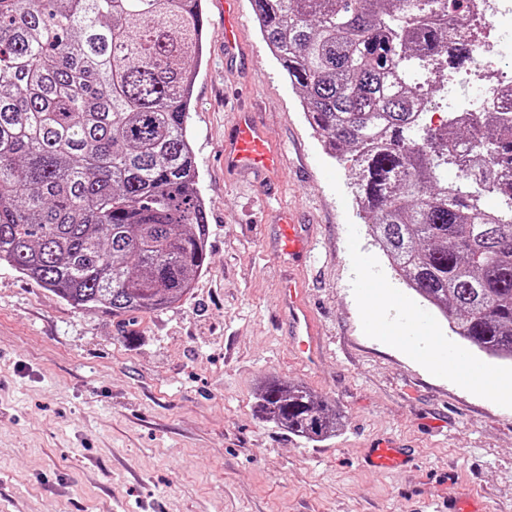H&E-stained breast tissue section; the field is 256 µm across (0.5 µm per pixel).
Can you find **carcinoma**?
<instances>
[{
    "label": "carcinoma",
    "mask_w": 512,
    "mask_h": 512,
    "mask_svg": "<svg viewBox=\"0 0 512 512\" xmlns=\"http://www.w3.org/2000/svg\"><path fill=\"white\" fill-rule=\"evenodd\" d=\"M263 41L301 91L312 130L350 164L351 194L406 288L452 335L512 359V133L471 141L432 128L416 74L457 68L474 44L406 16L458 0H254ZM201 0H0V264L76 309L117 317L180 302L208 259L188 120L191 62L206 41ZM498 193L488 210L480 194ZM257 413L310 441L339 418L298 383L271 379Z\"/></svg>",
    "instance_id": "1"
}]
</instances>
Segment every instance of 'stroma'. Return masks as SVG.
<instances>
[{"instance_id":"stroma-1","label":"stroma","mask_w":512,"mask_h":512,"mask_svg":"<svg viewBox=\"0 0 512 512\" xmlns=\"http://www.w3.org/2000/svg\"><path fill=\"white\" fill-rule=\"evenodd\" d=\"M241 56L224 58L218 8L195 64L189 132L208 209L209 264L171 308L135 323L74 309L0 265V512H512V398L479 393L363 325L358 264L413 309L365 234L350 167L308 125L243 5ZM250 110L282 148L270 178L224 169V135ZM292 212L308 252L279 249ZM295 281L320 327L292 350L281 292ZM308 386L341 416L309 441L256 411L261 385ZM393 440L417 463L387 476L364 454Z\"/></svg>"}]
</instances>
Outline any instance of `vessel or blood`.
<instances>
[{
  "label": "vessel or blood",
  "instance_id": "1",
  "mask_svg": "<svg viewBox=\"0 0 512 512\" xmlns=\"http://www.w3.org/2000/svg\"><path fill=\"white\" fill-rule=\"evenodd\" d=\"M221 8V22L224 27V53L235 55L239 50L240 0H218ZM283 164V154L267 136L251 113H238L235 126L224 140V167L236 172L275 175ZM283 249L294 255L306 248V238L299 225L286 224L282 227ZM300 290L295 283H288L283 295L288 302V315L298 348L308 353L317 334V326L308 310L299 300ZM406 339L412 340L431 330L425 314L419 311L408 314L399 325ZM410 451L402 445L382 443L368 449L366 459L371 468L380 472L404 469L410 461Z\"/></svg>",
  "mask_w": 512,
  "mask_h": 512
}]
</instances>
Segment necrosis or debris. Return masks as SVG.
<instances>
[{"mask_svg":"<svg viewBox=\"0 0 512 512\" xmlns=\"http://www.w3.org/2000/svg\"><path fill=\"white\" fill-rule=\"evenodd\" d=\"M433 18L452 32L475 37L476 52L465 76L442 86L446 107H423L422 121L439 128L460 120L474 123L491 113L501 129L512 128V113L501 108L502 91L512 88V0H467L462 14L440 11Z\"/></svg>","mask_w":512,"mask_h":512,"instance_id":"obj_1","label":"necrosis or debris"}]
</instances>
